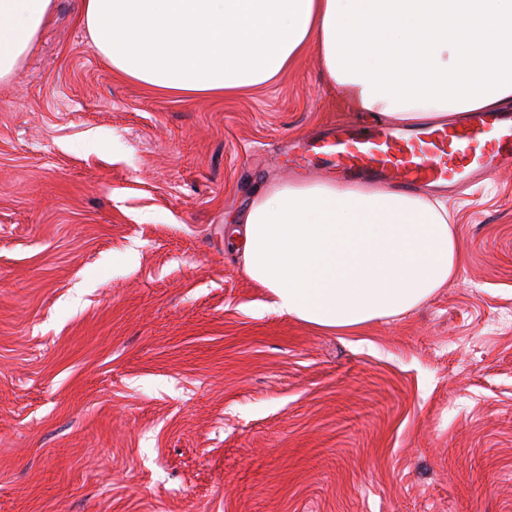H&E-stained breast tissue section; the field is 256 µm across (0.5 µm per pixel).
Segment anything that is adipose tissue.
<instances>
[{
    "mask_svg": "<svg viewBox=\"0 0 512 512\" xmlns=\"http://www.w3.org/2000/svg\"><path fill=\"white\" fill-rule=\"evenodd\" d=\"M54 7L0 0V81ZM81 20L115 74L162 95L266 86L314 40L330 88L396 127L512 107V0H83ZM233 233L269 309L321 331L417 309L461 260L440 195L333 180L271 187Z\"/></svg>",
    "mask_w": 512,
    "mask_h": 512,
    "instance_id": "ef3b65f1",
    "label": "adipose tissue"
}]
</instances>
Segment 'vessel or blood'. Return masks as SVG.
I'll list each match as a JSON object with an SVG mask.
<instances>
[{
    "mask_svg": "<svg viewBox=\"0 0 512 512\" xmlns=\"http://www.w3.org/2000/svg\"><path fill=\"white\" fill-rule=\"evenodd\" d=\"M309 149L319 159L334 160L346 180H379L410 193L488 174L512 161V115L477 112L464 123L409 131L384 122L364 129L335 125Z\"/></svg>",
    "mask_w": 512,
    "mask_h": 512,
    "instance_id": "vessel-or-blood-1",
    "label": "vessel or blood"
}]
</instances>
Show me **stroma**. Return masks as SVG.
Wrapping results in <instances>:
<instances>
[{
    "label": "stroma",
    "mask_w": 512,
    "mask_h": 512,
    "mask_svg": "<svg viewBox=\"0 0 512 512\" xmlns=\"http://www.w3.org/2000/svg\"><path fill=\"white\" fill-rule=\"evenodd\" d=\"M55 0L0 83V512H512V166L446 189L462 265L353 334L278 315L224 228L329 122L310 44L182 100Z\"/></svg>",
    "instance_id": "1"
}]
</instances>
